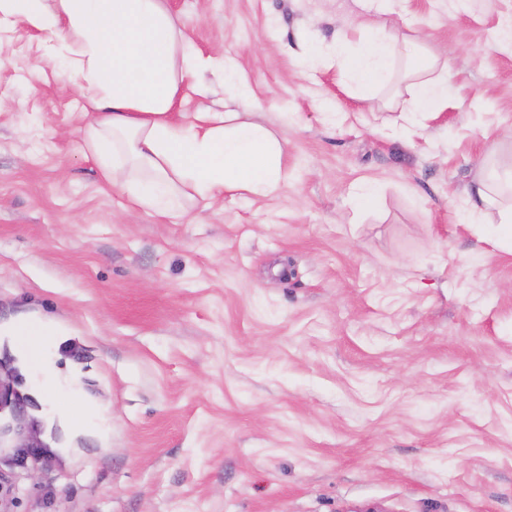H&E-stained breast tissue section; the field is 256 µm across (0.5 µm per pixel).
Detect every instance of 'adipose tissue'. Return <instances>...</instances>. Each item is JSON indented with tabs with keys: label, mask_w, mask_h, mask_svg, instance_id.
Instances as JSON below:
<instances>
[{
	"label": "adipose tissue",
	"mask_w": 512,
	"mask_h": 512,
	"mask_svg": "<svg viewBox=\"0 0 512 512\" xmlns=\"http://www.w3.org/2000/svg\"><path fill=\"white\" fill-rule=\"evenodd\" d=\"M12 19L46 33L48 51L78 76L89 103L86 145L105 180H137L131 197L139 207L179 218L188 200L287 187L285 148L251 113L182 112L183 86L204 72L223 78L231 98L249 88L230 59L204 54L189 39L167 0H0V23ZM333 51L352 81L378 88L393 83L405 57L412 111L436 112L448 99L437 60L421 56L398 25L377 27L358 51L337 37ZM502 184L496 191L486 179L474 182L466 218L490 225V241L512 251V180Z\"/></svg>",
	"instance_id": "obj_1"
}]
</instances>
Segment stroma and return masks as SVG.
Masks as SVG:
<instances>
[{
	"label": "stroma",
	"mask_w": 512,
	"mask_h": 512,
	"mask_svg": "<svg viewBox=\"0 0 512 512\" xmlns=\"http://www.w3.org/2000/svg\"><path fill=\"white\" fill-rule=\"evenodd\" d=\"M169 6L236 60L288 186L137 207L84 146L78 78L0 26V373L21 404L0 409V512H512V253L460 214L479 169L512 164V0H398L448 79L404 126L331 56L378 22L360 0ZM183 97L224 109L208 73ZM23 319L57 331L45 366Z\"/></svg>",
	"instance_id": "35a3bbf8"
}]
</instances>
